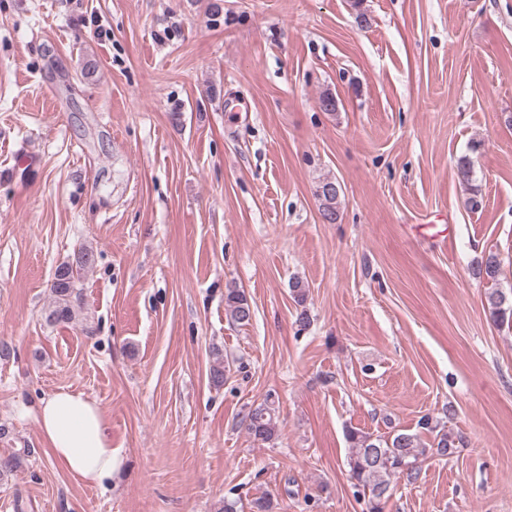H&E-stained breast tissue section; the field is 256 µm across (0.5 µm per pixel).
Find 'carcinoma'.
I'll list each match as a JSON object with an SVG mask.
<instances>
[{
  "label": "carcinoma",
  "mask_w": 512,
  "mask_h": 512,
  "mask_svg": "<svg viewBox=\"0 0 512 512\" xmlns=\"http://www.w3.org/2000/svg\"><path fill=\"white\" fill-rule=\"evenodd\" d=\"M458 172L462 180L470 184L465 206L471 211L482 208L483 196L478 186L472 184V170L467 158L460 159ZM343 193L341 184L332 178L320 182L316 196L319 201L321 219L326 224H335L340 218L338 199ZM95 262L91 249L79 251L75 261L60 265L54 274L50 287L52 305L46 316L51 323H70L76 317L75 303L79 300L78 283L85 271ZM500 273V260L490 251L481 257L476 274L491 284L486 293V303L490 318L496 324L512 322V291L507 293L497 287ZM225 307L231 319L246 325L253 314L252 306L245 291L231 288L227 291ZM245 429L255 440L271 442L277 433L276 409L264 402L249 410L244 416ZM419 428L435 434L432 449L438 456H449L464 445L462 436L451 432L439 431L433 425L432 418L425 416L419 422ZM350 445L348 465L351 478L356 486L362 488L367 496L368 512H384L387 501L392 496V480L397 476L412 479L416 474V461L425 453L420 437L416 433L397 432L389 436H373L359 429L347 432Z\"/></svg>",
  "instance_id": "1"
}]
</instances>
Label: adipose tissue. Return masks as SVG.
Here are the masks:
<instances>
[{
  "label": "adipose tissue",
  "instance_id": "adipose-tissue-1",
  "mask_svg": "<svg viewBox=\"0 0 512 512\" xmlns=\"http://www.w3.org/2000/svg\"><path fill=\"white\" fill-rule=\"evenodd\" d=\"M37 421L53 466L88 486L111 483L112 433L96 401L68 389L53 391L42 398Z\"/></svg>",
  "mask_w": 512,
  "mask_h": 512
}]
</instances>
